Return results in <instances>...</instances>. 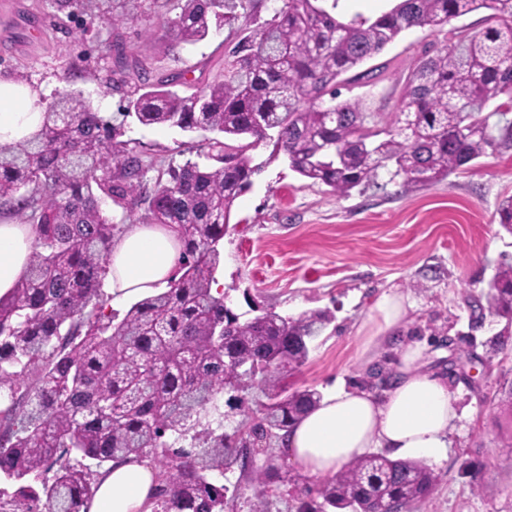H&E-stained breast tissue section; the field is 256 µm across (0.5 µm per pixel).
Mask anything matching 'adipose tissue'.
Listing matches in <instances>:
<instances>
[{
    "label": "adipose tissue",
    "instance_id": "ef3b65f1",
    "mask_svg": "<svg viewBox=\"0 0 512 512\" xmlns=\"http://www.w3.org/2000/svg\"><path fill=\"white\" fill-rule=\"evenodd\" d=\"M42 99L28 86L0 78V142L20 139L36 129ZM35 228L0 223V297L25 276ZM181 245L172 228L129 224L112 242L102 288L113 302L140 299L165 287L179 267ZM376 329L366 350L395 344L398 367L384 394L337 388L290 428L283 443L289 461L311 478L335 476L342 465L381 448L391 458L442 460L457 417L455 397L445 379L418 369L424 347L401 340L404 305L399 296H382L375 305ZM158 473L148 461L117 459L100 477L88 512H151Z\"/></svg>",
    "mask_w": 512,
    "mask_h": 512
}]
</instances>
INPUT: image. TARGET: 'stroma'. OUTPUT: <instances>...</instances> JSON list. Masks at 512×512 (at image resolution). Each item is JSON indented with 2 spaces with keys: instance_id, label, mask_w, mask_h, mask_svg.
I'll use <instances>...</instances> for the list:
<instances>
[{
  "instance_id": "1",
  "label": "stroma",
  "mask_w": 512,
  "mask_h": 512,
  "mask_svg": "<svg viewBox=\"0 0 512 512\" xmlns=\"http://www.w3.org/2000/svg\"><path fill=\"white\" fill-rule=\"evenodd\" d=\"M57 14L54 0H0V76L30 86L47 104L59 92L82 91L155 171L196 159L202 133L141 126L123 117L125 97L143 67L184 70L177 87L184 96L198 81L220 80L224 30L174 55L167 51L173 5L115 26L84 14L59 24ZM442 39L427 27L402 33L372 61L380 80L342 87V98L394 112L400 81L424 47ZM117 42L126 54L120 63ZM250 156L259 172L233 206L218 271L231 308L335 314L307 362L289 373V390L324 394L341 383L382 393L378 377L395 373L396 355L388 346L367 354L364 332L381 295L402 296L404 337L426 343L421 363L447 376L457 411L448 457L432 465L438 483L414 512H512V331L474 304L499 264L512 259V232L497 214L512 196V147L488 151L433 186L404 193L391 183L342 197L292 171L271 142ZM278 465L268 512H298L320 482L288 483L294 467L283 459Z\"/></svg>"
}]
</instances>
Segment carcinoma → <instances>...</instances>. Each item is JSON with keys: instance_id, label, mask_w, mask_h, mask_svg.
Here are the masks:
<instances>
[{"instance_id": "carcinoma-1", "label": "carcinoma", "mask_w": 512, "mask_h": 512, "mask_svg": "<svg viewBox=\"0 0 512 512\" xmlns=\"http://www.w3.org/2000/svg\"><path fill=\"white\" fill-rule=\"evenodd\" d=\"M169 51L225 27L223 79L189 96L172 90L184 73L151 80L142 69L125 116L144 127L205 131L199 160L153 162L117 140V128L79 93L63 91L29 137L0 143V204L36 237L26 276L0 298V512H81L104 464L123 456L159 463L152 512H224L229 488L209 472L234 464L259 487L250 512H267L279 477L257 444L284 432L321 400L288 392L283 380L308 359L334 320L328 309L297 317L254 316L224 306L211 285L235 200L253 184L249 150L273 142L300 176L338 196L388 182L410 192L440 182L489 148L512 145V123H490L512 105V0H398L375 16L345 18L320 0H178ZM57 0L60 10L114 25L147 17L150 3ZM493 11L484 32L451 29L430 46L400 89L397 111L376 114L338 86L402 32L439 31L455 18ZM140 212L139 223L172 228L182 245L175 278L124 315L105 312L101 276L121 231L104 206ZM488 312L512 324V262L488 284ZM267 402L249 427L224 434V392L253 385ZM437 474L421 460L368 453L346 463L298 512H411L428 500Z\"/></svg>"}]
</instances>
